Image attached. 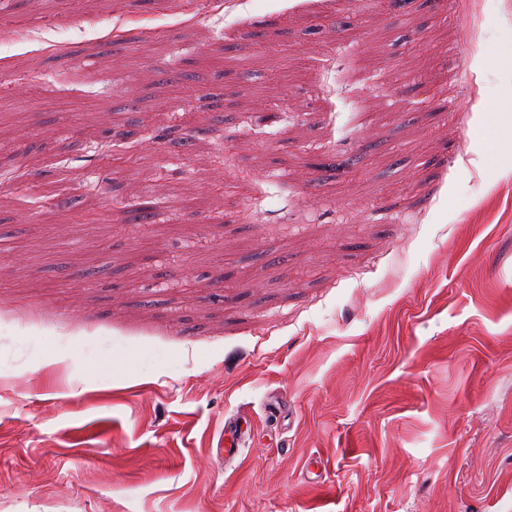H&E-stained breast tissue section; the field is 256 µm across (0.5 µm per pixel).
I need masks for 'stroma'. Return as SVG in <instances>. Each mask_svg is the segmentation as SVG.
I'll use <instances>...</instances> for the list:
<instances>
[{"instance_id": "stroma-1", "label": "stroma", "mask_w": 512, "mask_h": 512, "mask_svg": "<svg viewBox=\"0 0 512 512\" xmlns=\"http://www.w3.org/2000/svg\"><path fill=\"white\" fill-rule=\"evenodd\" d=\"M199 2L0 0V512H512V0Z\"/></svg>"}]
</instances>
